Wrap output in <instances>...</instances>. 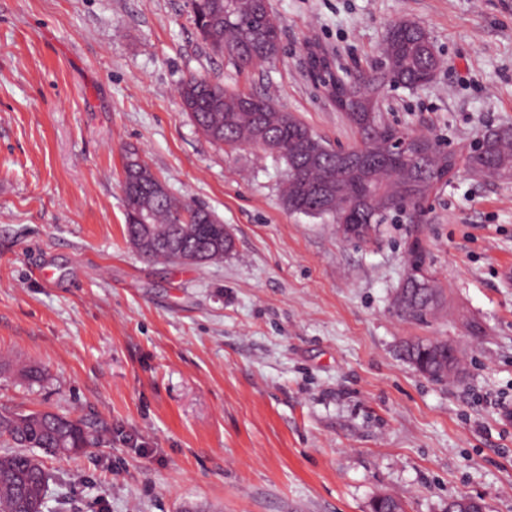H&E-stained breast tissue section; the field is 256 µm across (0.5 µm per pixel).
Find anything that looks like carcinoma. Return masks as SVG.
Masks as SVG:
<instances>
[{
  "instance_id": "obj_1",
  "label": "carcinoma",
  "mask_w": 512,
  "mask_h": 512,
  "mask_svg": "<svg viewBox=\"0 0 512 512\" xmlns=\"http://www.w3.org/2000/svg\"><path fill=\"white\" fill-rule=\"evenodd\" d=\"M194 26L207 48L216 55H230L241 67L253 59L269 62L277 55L279 21L262 0H191ZM384 67L364 75L363 95L386 88H416L429 84L439 58L424 28L410 20L395 23L383 46ZM307 65L314 82L328 90L344 92L329 58L315 47L307 48ZM184 111L213 142L229 147L255 146L285 164L282 197L293 212L328 215L348 238L368 243L386 216L398 207L410 215L421 210L427 191L421 190L448 173V154L430 140L426 154L411 158L398 151L395 141L403 130L388 123L382 111L355 110L347 119L358 134L352 152L341 156L307 124L268 100L240 91L205 76L192 75L178 90ZM465 166L475 174L512 177V126L488 131L481 147L466 157ZM122 189L126 211L125 236L136 233L134 214L149 213L154 243L138 250L148 259L175 261L172 244L204 251L212 262L233 252L235 242H224V224H197L205 243L182 236L183 227L209 213L198 202L170 197L154 202L140 196L139 183L154 175L137 149L126 151ZM406 293L395 300L403 320L423 323L443 304L444 296L432 274L405 284ZM403 360L423 376L448 378V342L431 338L404 341ZM0 437L12 449L0 454V512H39L49 493V474L27 452L40 448L57 453L71 448L79 454L96 445L84 420L48 410L0 413Z\"/></svg>"
}]
</instances>
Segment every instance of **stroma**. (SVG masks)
<instances>
[{"label": "stroma", "mask_w": 512, "mask_h": 512, "mask_svg": "<svg viewBox=\"0 0 512 512\" xmlns=\"http://www.w3.org/2000/svg\"><path fill=\"white\" fill-rule=\"evenodd\" d=\"M270 5L279 53L241 69L202 43L190 0H0V409L78 416L98 438L42 455L60 512H371L383 495L512 512V419L492 403L512 396V179L459 171L419 223L359 244L288 210L282 163L213 143L177 92L203 75L349 148L305 48L367 68L409 19L442 65L389 91L385 118L464 154L512 126V0ZM130 146L231 229V255L184 266L126 242ZM415 237L446 295L425 324L394 308ZM413 336L456 345L464 377L420 375L399 355ZM31 362L43 382L18 377Z\"/></svg>", "instance_id": "1"}]
</instances>
